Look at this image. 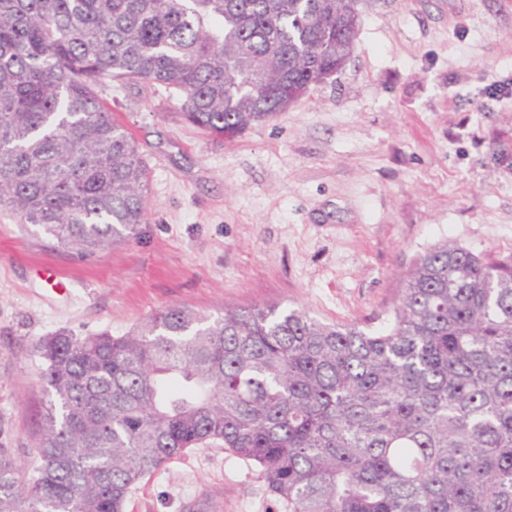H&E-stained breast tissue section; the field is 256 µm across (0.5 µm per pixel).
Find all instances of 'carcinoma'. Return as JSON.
Masks as SVG:
<instances>
[{
  "label": "carcinoma",
  "instance_id": "cac0c4a2",
  "mask_svg": "<svg viewBox=\"0 0 512 512\" xmlns=\"http://www.w3.org/2000/svg\"><path fill=\"white\" fill-rule=\"evenodd\" d=\"M358 0H0V208L91 257L136 238L148 173L102 79L165 87L232 140L353 53ZM38 463L0 512H124L215 440L284 512H512V257L436 245L378 330L298 309L169 306L34 344Z\"/></svg>",
  "mask_w": 512,
  "mask_h": 512
}]
</instances>
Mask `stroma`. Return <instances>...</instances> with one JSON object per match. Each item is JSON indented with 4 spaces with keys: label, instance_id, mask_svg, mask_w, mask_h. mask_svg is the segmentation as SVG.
Returning a JSON list of instances; mask_svg holds the SVG:
<instances>
[{
    "label": "stroma",
    "instance_id": "1",
    "mask_svg": "<svg viewBox=\"0 0 512 512\" xmlns=\"http://www.w3.org/2000/svg\"><path fill=\"white\" fill-rule=\"evenodd\" d=\"M341 73L231 141L160 86L108 81L148 175L138 237L80 259L0 211V448L37 461L34 343L120 336L172 305H280L378 328L418 254L512 255V0H360ZM71 279L55 293L42 260ZM125 512H282L223 442L187 450Z\"/></svg>",
    "mask_w": 512,
    "mask_h": 512
}]
</instances>
